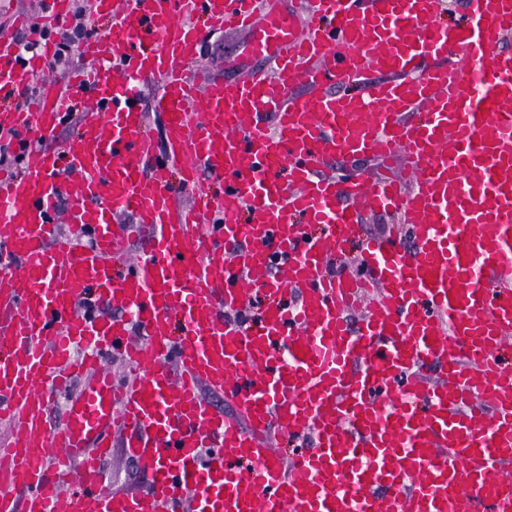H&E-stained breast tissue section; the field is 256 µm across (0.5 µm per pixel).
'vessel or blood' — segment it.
<instances>
[{
	"label": "vessel or blood",
	"instance_id": "b4317fda",
	"mask_svg": "<svg viewBox=\"0 0 512 512\" xmlns=\"http://www.w3.org/2000/svg\"><path fill=\"white\" fill-rule=\"evenodd\" d=\"M70 5L14 26H62ZM94 6L114 22L72 79L93 96L79 133L54 147L69 100L49 81L0 111L24 159L0 170V512H512V0H464L450 24L443 0ZM200 10L249 38L196 84L181 64ZM53 51L23 59L0 36V90L26 92ZM339 158L403 172L341 179ZM379 212L400 229L367 241L360 272L326 274ZM111 353L131 379L113 381ZM280 436L312 445L287 462ZM116 447L146 492L105 488ZM140 95L145 106V112H147V125L153 135L159 156H165V139H164V128L166 116L162 112H156L154 109L155 100L161 95L162 87L157 82H144L138 84Z\"/></svg>",
	"mask_w": 512,
	"mask_h": 512
}]
</instances>
